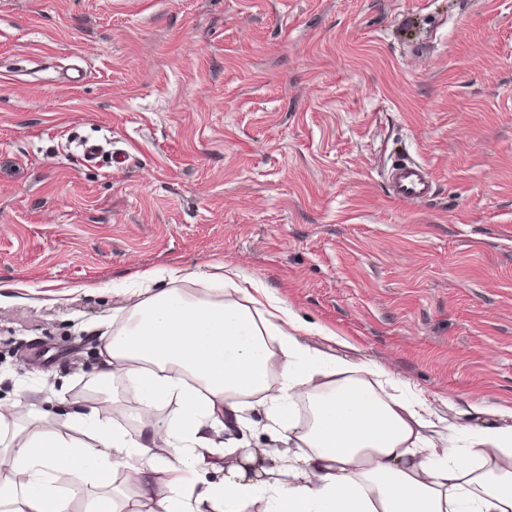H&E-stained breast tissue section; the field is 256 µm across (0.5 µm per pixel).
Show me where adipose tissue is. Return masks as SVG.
<instances>
[{
	"label": "adipose tissue",
	"instance_id": "1",
	"mask_svg": "<svg viewBox=\"0 0 512 512\" xmlns=\"http://www.w3.org/2000/svg\"><path fill=\"white\" fill-rule=\"evenodd\" d=\"M223 270L242 301L156 291L152 271L134 274L142 298L106 346L102 379L139 384V429L105 427L107 402L25 435L14 404L0 403V435L11 436L0 446V512H70L72 494L117 470L125 488L98 512H247L262 495L265 512H512V411L478 405L482 425L433 440L426 408L382 365L308 355L295 312L235 266ZM254 394L270 406L277 441L306 452L264 474L250 451L195 492L189 465L212 448L209 429L240 426L241 400ZM168 398L183 410L156 423ZM299 401L309 419L295 415ZM161 447L173 457L155 456Z\"/></svg>",
	"mask_w": 512,
	"mask_h": 512
}]
</instances>
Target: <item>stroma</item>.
Returning <instances> with one entry per match:
<instances>
[{
  "label": "stroma",
  "mask_w": 512,
  "mask_h": 512,
  "mask_svg": "<svg viewBox=\"0 0 512 512\" xmlns=\"http://www.w3.org/2000/svg\"><path fill=\"white\" fill-rule=\"evenodd\" d=\"M401 159L432 196H390ZM223 262L440 436L511 410L512 0H0V400L85 411L122 282L205 295ZM245 416L195 491L233 446L279 465Z\"/></svg>",
  "instance_id": "1"
}]
</instances>
